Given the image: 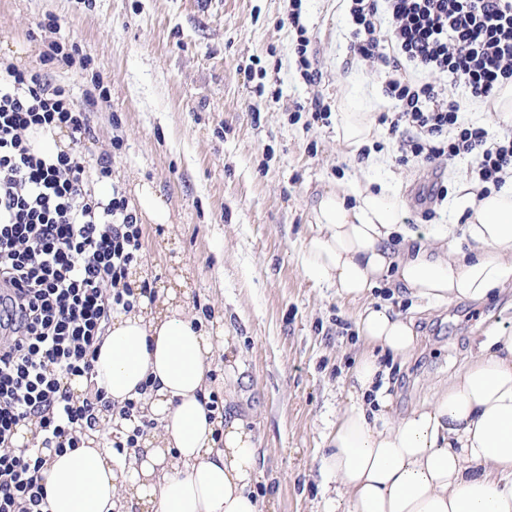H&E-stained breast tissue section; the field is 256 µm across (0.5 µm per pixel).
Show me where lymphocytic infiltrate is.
Returning a JSON list of instances; mask_svg holds the SVG:
<instances>
[{
	"instance_id": "obj_1",
	"label": "lymphocytic infiltrate",
	"mask_w": 512,
	"mask_h": 512,
	"mask_svg": "<svg viewBox=\"0 0 512 512\" xmlns=\"http://www.w3.org/2000/svg\"><path fill=\"white\" fill-rule=\"evenodd\" d=\"M351 59L375 67L386 104L376 121L400 162L442 170L474 159L479 195L512 179V133L462 118L512 84V0H345ZM0 78V512H44L46 450L72 451L124 420L112 447L127 455L155 429L141 399L112 403L93 382L112 316L152 297L128 274L143 261L144 228L121 191L99 195L112 155L88 162L89 105L42 70L6 66ZM455 94H447V87ZM67 131L69 149L36 144ZM87 381L81 395L68 382ZM32 440L18 446V426Z\"/></svg>"
}]
</instances>
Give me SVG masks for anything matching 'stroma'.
Wrapping results in <instances>:
<instances>
[{
	"instance_id": "obj_1",
	"label": "stroma",
	"mask_w": 512,
	"mask_h": 512,
	"mask_svg": "<svg viewBox=\"0 0 512 512\" xmlns=\"http://www.w3.org/2000/svg\"><path fill=\"white\" fill-rule=\"evenodd\" d=\"M288 0H0V59L20 70L39 63L41 23L76 45L88 70L54 66L57 80L82 93L92 75L109 101L92 107L91 155L112 154V183L131 194L147 181L171 221L144 227L142 269L157 285L188 284L190 317L226 326L239 358L224 378L216 355L210 389H232L229 414L249 421L258 447L261 512H333L336 478L326 436L347 404L362 351L356 306L315 283L302 265L310 212L336 189L347 199L387 189L401 202L407 232L430 243L449 230L466 248L461 217L470 160L441 173L448 197L431 221L418 194L431 170L400 163L397 146L373 129L370 155L338 138L341 113L375 115L376 75L348 63L342 0H302L321 80L307 84L294 52ZM263 70L262 87L247 74ZM332 108L327 126L292 123L313 97ZM365 302L413 318L420 345L392 367L390 412L406 415L476 353L492 330L512 331V290L487 302L433 305L402 289L374 290Z\"/></svg>"
}]
</instances>
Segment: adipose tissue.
I'll use <instances>...</instances> for the list:
<instances>
[{"mask_svg":"<svg viewBox=\"0 0 512 512\" xmlns=\"http://www.w3.org/2000/svg\"><path fill=\"white\" fill-rule=\"evenodd\" d=\"M468 206L464 252L403 233L400 203L388 191L351 204L327 191L312 208L304 270L352 301L385 283L427 302L484 300L512 281V189L469 196ZM357 327L355 399L328 435L336 503L344 512H512V331L494 332L461 370L396 418L376 353L410 356L414 324L368 306ZM214 355L211 329L186 315L176 291L163 310L145 304L115 315L94 380L119 404L139 398L152 380L147 405L162 434L140 438L127 460L97 442L50 454L46 512H260L253 431L207 407Z\"/></svg>","mask_w":512,"mask_h":512,"instance_id":"obj_1","label":"adipose tissue"}]
</instances>
